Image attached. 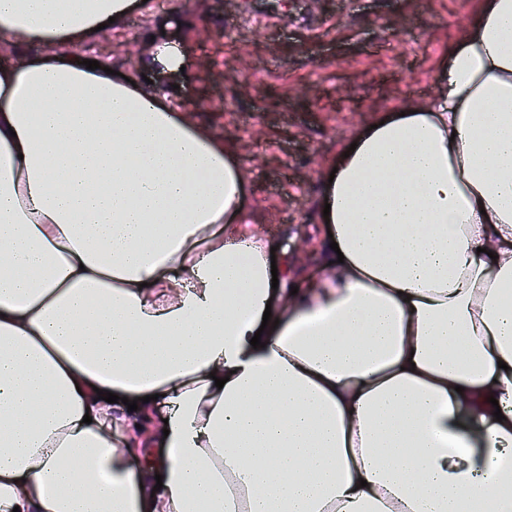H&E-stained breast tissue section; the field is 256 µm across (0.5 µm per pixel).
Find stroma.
I'll return each instance as SVG.
<instances>
[{
    "mask_svg": "<svg viewBox=\"0 0 512 512\" xmlns=\"http://www.w3.org/2000/svg\"><path fill=\"white\" fill-rule=\"evenodd\" d=\"M478 0H144L82 50L134 81L167 23L199 67L174 107L233 144L250 221L299 278L323 262L328 165L376 116L424 103Z\"/></svg>",
    "mask_w": 512,
    "mask_h": 512,
    "instance_id": "obj_1",
    "label": "stroma"
}]
</instances>
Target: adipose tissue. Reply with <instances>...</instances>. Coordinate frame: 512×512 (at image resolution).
<instances>
[{
  "label": "adipose tissue",
  "mask_w": 512,
  "mask_h": 512,
  "mask_svg": "<svg viewBox=\"0 0 512 512\" xmlns=\"http://www.w3.org/2000/svg\"><path fill=\"white\" fill-rule=\"evenodd\" d=\"M136 5L0 0V512H512V0L335 158L299 290L234 150L84 65Z\"/></svg>",
  "instance_id": "ef3b65f1"
}]
</instances>
